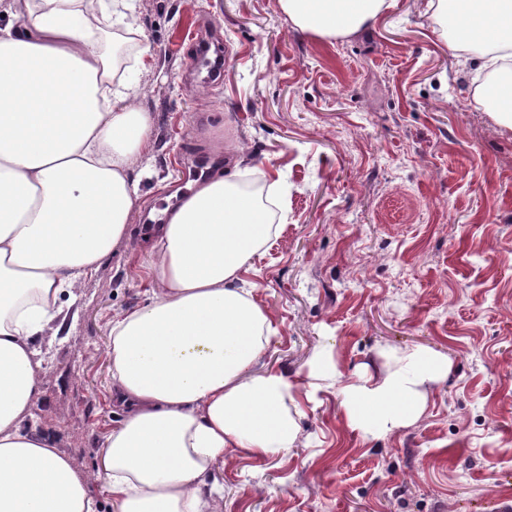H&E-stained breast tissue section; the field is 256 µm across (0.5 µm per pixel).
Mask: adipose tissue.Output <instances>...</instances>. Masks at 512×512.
Segmentation results:
<instances>
[{"instance_id": "obj_1", "label": "adipose tissue", "mask_w": 512, "mask_h": 512, "mask_svg": "<svg viewBox=\"0 0 512 512\" xmlns=\"http://www.w3.org/2000/svg\"><path fill=\"white\" fill-rule=\"evenodd\" d=\"M429 0L451 46L496 66L512 49V0ZM318 37L371 29L388 0H281ZM137 0H12L0 26V512H213L205 477L231 449L287 454L297 435V389L258 369L271 324L241 269L272 232L266 210L229 179L196 188L161 225V258L141 308L112 321V398L123 410L107 436L96 484L25 427L41 360L33 340L59 314L63 285L94 274L128 231L138 183L128 165L150 132L116 82L107 29L127 25ZM448 375L431 349L398 358L378 379L342 387L348 426L373 437L416 420L424 390Z\"/></svg>"}]
</instances>
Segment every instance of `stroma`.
<instances>
[{
    "label": "stroma",
    "instance_id": "obj_1",
    "mask_svg": "<svg viewBox=\"0 0 512 512\" xmlns=\"http://www.w3.org/2000/svg\"><path fill=\"white\" fill-rule=\"evenodd\" d=\"M200 24L224 52L216 80L194 68ZM132 28L122 60L152 120L140 201L36 341L52 356L29 426L96 480L122 418L111 321L145 301L158 226L216 174L258 175L275 231L240 276L272 323L259 366L305 388L288 455L213 466L215 512H512V129L428 0L331 40L280 0H137ZM324 347L349 379L422 348L448 375L414 423L373 438L343 425L339 383L309 380Z\"/></svg>",
    "mask_w": 512,
    "mask_h": 512
}]
</instances>
